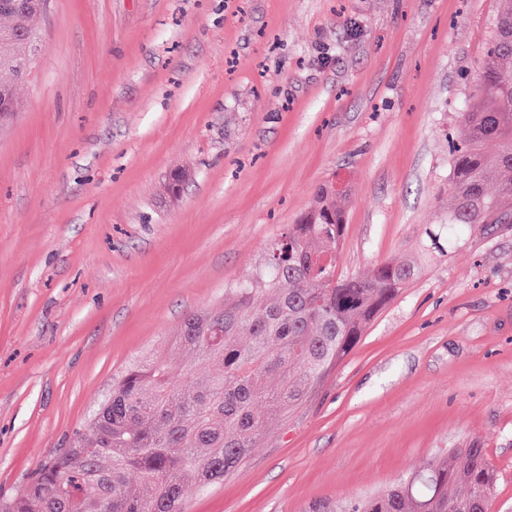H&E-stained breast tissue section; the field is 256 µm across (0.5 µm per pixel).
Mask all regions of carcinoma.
Segmentation results:
<instances>
[{
    "instance_id": "carcinoma-1",
    "label": "carcinoma",
    "mask_w": 512,
    "mask_h": 512,
    "mask_svg": "<svg viewBox=\"0 0 512 512\" xmlns=\"http://www.w3.org/2000/svg\"><path fill=\"white\" fill-rule=\"evenodd\" d=\"M45 10L0 8V71H19ZM512 0L495 21L473 77L466 138L453 148L448 218L432 246L459 242L480 224L512 214ZM0 107L21 109L14 83L0 81ZM494 141L498 150L485 151ZM345 197L333 183L269 246L264 265L231 289L224 306L184 321L176 342L212 376L193 366L175 373L161 355L129 366L112 385V404L77 429L69 446L45 457L0 512H184L191 488L224 481L265 427L302 402L312 386L358 343L367 325L416 275L378 263L366 277L336 272ZM493 472L478 445L456 448L374 496L361 512H488Z\"/></svg>"
}]
</instances>
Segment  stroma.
Instances as JSON below:
<instances>
[{
    "label": "stroma",
    "instance_id": "stroma-1",
    "mask_svg": "<svg viewBox=\"0 0 512 512\" xmlns=\"http://www.w3.org/2000/svg\"><path fill=\"white\" fill-rule=\"evenodd\" d=\"M502 0H49L0 122V495L132 364L189 355L318 188L345 276L416 277L186 512H353L479 444L512 512V224L438 251L453 142Z\"/></svg>",
    "mask_w": 512,
    "mask_h": 512
}]
</instances>
